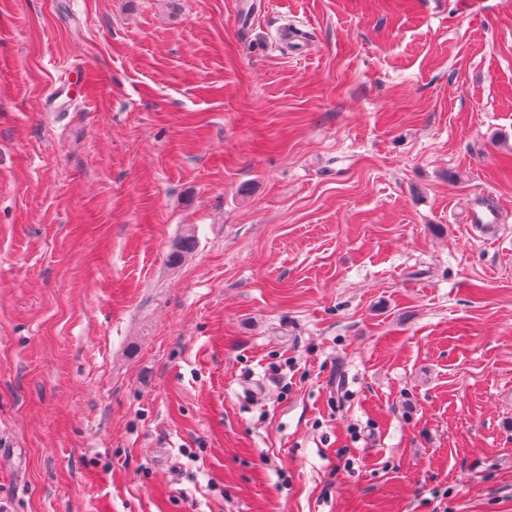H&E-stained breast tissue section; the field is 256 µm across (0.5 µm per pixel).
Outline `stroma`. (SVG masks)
I'll return each instance as SVG.
<instances>
[{"label":"stroma","instance_id":"obj_1","mask_svg":"<svg viewBox=\"0 0 512 512\" xmlns=\"http://www.w3.org/2000/svg\"><path fill=\"white\" fill-rule=\"evenodd\" d=\"M0 512H512V0H0ZM465 221L467 224L492 226L493 224H499L500 213L498 208L485 202L484 198L480 200L475 199L466 211Z\"/></svg>","mask_w":512,"mask_h":512}]
</instances>
